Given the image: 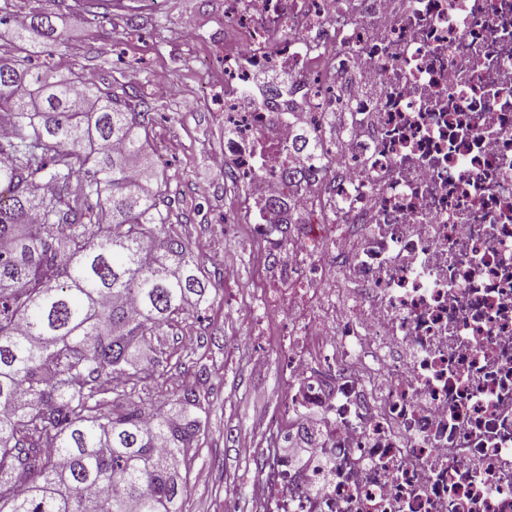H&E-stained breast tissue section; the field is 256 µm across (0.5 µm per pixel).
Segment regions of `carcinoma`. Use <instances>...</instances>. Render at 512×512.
<instances>
[{"label":"carcinoma","instance_id":"cac0c4a2","mask_svg":"<svg viewBox=\"0 0 512 512\" xmlns=\"http://www.w3.org/2000/svg\"><path fill=\"white\" fill-rule=\"evenodd\" d=\"M56 15L14 25L25 55L0 57V512H183L200 394L161 412L107 383L153 374L136 353L207 283L166 230L140 113L32 65Z\"/></svg>","mask_w":512,"mask_h":512}]
</instances>
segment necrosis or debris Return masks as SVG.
Wrapping results in <instances>:
<instances>
[{
    "instance_id": "4bbe7bcc",
    "label": "necrosis or debris",
    "mask_w": 512,
    "mask_h": 512,
    "mask_svg": "<svg viewBox=\"0 0 512 512\" xmlns=\"http://www.w3.org/2000/svg\"><path fill=\"white\" fill-rule=\"evenodd\" d=\"M224 147L306 465L260 512H512V0H224ZM260 71L287 90L257 102Z\"/></svg>"
}]
</instances>
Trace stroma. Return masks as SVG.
Instances as JSON below:
<instances>
[{"label":"stroma","mask_w":512,"mask_h":512,"mask_svg":"<svg viewBox=\"0 0 512 512\" xmlns=\"http://www.w3.org/2000/svg\"><path fill=\"white\" fill-rule=\"evenodd\" d=\"M187 16L196 22L190 37L180 27ZM223 18L224 0H105L95 17L83 0H65L50 61L60 71L93 72L116 91L139 70L127 102L146 115L161 208L194 246L207 280L201 303L140 348L139 363L155 364L156 373L132 392L149 408H171L188 386L206 397L187 455L185 512H257L253 481L263 449L275 444L264 422L288 405L278 332L259 320L268 285L263 249L249 241L240 188L212 162L228 138L216 98L224 90ZM249 334L255 341L247 345Z\"/></svg>","instance_id":"stroma-1"}]
</instances>
